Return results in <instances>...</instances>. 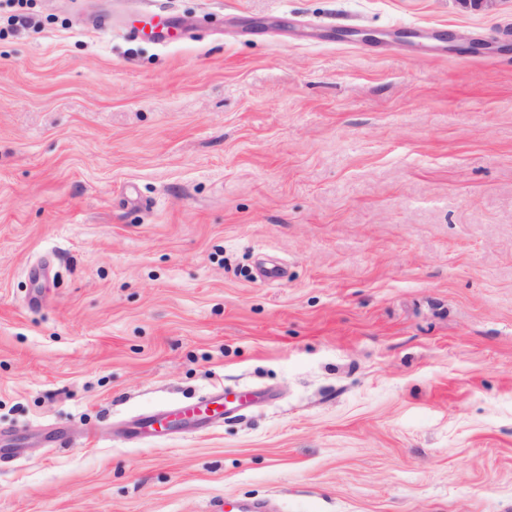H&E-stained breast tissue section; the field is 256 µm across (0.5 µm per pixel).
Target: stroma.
<instances>
[{
    "mask_svg": "<svg viewBox=\"0 0 512 512\" xmlns=\"http://www.w3.org/2000/svg\"><path fill=\"white\" fill-rule=\"evenodd\" d=\"M161 7L0 0V512H512V0ZM253 398L250 390L236 391L232 388H215L200 397L188 407H182L176 414L147 416L138 420L130 433L132 438L141 439L149 435L159 436L180 418L190 417L209 422L224 417L225 413L245 407Z\"/></svg>",
    "mask_w": 512,
    "mask_h": 512,
    "instance_id": "stroma-1",
    "label": "stroma"
}]
</instances>
